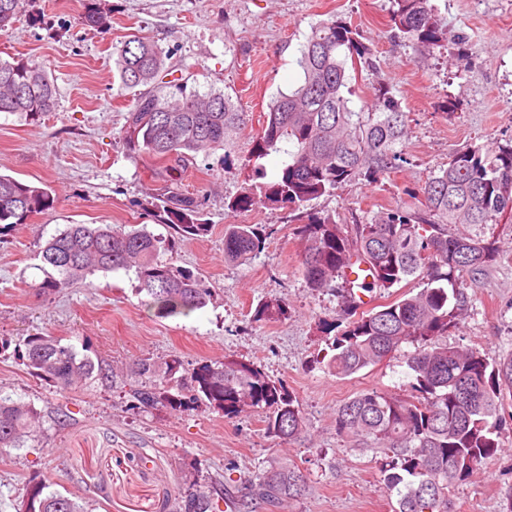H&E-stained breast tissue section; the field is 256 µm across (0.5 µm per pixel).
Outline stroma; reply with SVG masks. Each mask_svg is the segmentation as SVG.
<instances>
[{
	"mask_svg": "<svg viewBox=\"0 0 512 512\" xmlns=\"http://www.w3.org/2000/svg\"><path fill=\"white\" fill-rule=\"evenodd\" d=\"M107 29L80 24L83 0H25L19 21L0 35V57L37 63L58 89L55 111L24 118L0 113V173L51 186L54 209L33 216L0 241V390L41 410L46 436L36 448L0 453V512H20L29 479L82 499L89 512H163L177 485L214 479L242 497L256 474L294 462L306 490L275 510L248 512H392L382 456L336 431L337 407L366 388L404 393L409 369L397 357L345 379L322 359L345 326L337 293L309 290L299 269L303 249L291 210L229 212L225 203L252 184L246 164L252 140L278 92L296 87L300 48L319 22L356 27L371 50L352 70L353 110L390 88L406 114L404 161L369 182L359 178L309 202L311 212L361 223L390 210L420 208L419 187L469 146L512 138V0H433L459 49L418 50L397 38L392 0H96ZM157 41L166 67L200 89L223 91L247 123L230 151L198 154L169 173L163 161L127 154L121 142L133 97L122 90L112 52L131 34ZM176 181L202 202L206 235L179 242L180 265L204 278L213 297L187 316L157 317L133 274L93 276L92 287L66 288L37 300L31 282L44 277L41 246L68 224H144L171 236L155 198ZM264 224L265 249L244 263L224 258V227ZM496 263L470 282L469 304L448 332L452 346H478L488 360L512 355V220L500 224ZM284 299L287 317L256 320L257 306ZM48 333L104 360L114 371L138 359H180L184 368L231 357L284 383L305 417L301 438L284 442L265 431L266 412L224 415L206 408L174 413L133 405L123 383L96 380L60 394L31 376L18 358L27 337ZM67 420L54 422L57 410ZM503 450L450 493L452 512H502L512 500V420Z\"/></svg>",
	"mask_w": 512,
	"mask_h": 512,
	"instance_id": "obj_1",
	"label": "stroma"
}]
</instances>
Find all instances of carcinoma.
Here are the masks:
<instances>
[{
  "mask_svg": "<svg viewBox=\"0 0 512 512\" xmlns=\"http://www.w3.org/2000/svg\"><path fill=\"white\" fill-rule=\"evenodd\" d=\"M23 0H0V34L20 16ZM106 15L87 5L80 24L100 28ZM396 36L413 47L449 50L461 43L444 27L431 0H393ZM359 31L342 20L318 23L300 50L301 83L274 98L265 125L252 140L249 160L271 151L287 155L278 176L252 184L225 202L230 212L253 207L298 211L306 203L360 177L375 182L404 161L399 150L406 115L384 88L367 112H355L344 89L348 65L365 59ZM122 86L133 104L122 131L130 154H147L184 168L200 153L223 149L244 126V114L220 90L201 91L179 78L168 79L165 51L134 37L115 49ZM54 80L36 63L0 58V113L34 117L56 107ZM424 208L395 210L347 227L328 214L307 213L298 235L305 244L300 260L307 288L320 291L343 280L348 316L331 343L324 369L350 377L386 359L402 356L411 381L407 396L364 390L336 408V432L385 457L381 473L393 512H449L450 489L468 480L482 463L502 451L501 435L512 401V355L493 363L480 348L450 347L443 341L459 324L467 285L499 256L496 230L512 217V140L492 149L470 146L448 158L420 187ZM46 185L0 174V238L28 219L54 207ZM164 223L179 239L206 234L198 198L172 185L158 198ZM270 230L264 224H227L224 258L246 261L262 252ZM176 240L154 235L145 225L68 224L40 248L44 278L33 285L47 300L64 288L88 284L98 272H133L138 292L162 317L187 316L207 305L212 289L202 277L174 264ZM420 278L425 287L357 313L362 295L388 291ZM287 314L286 304L267 301L257 320ZM414 350L408 351L406 347ZM23 363L29 373L62 394L105 376L101 365L71 344L47 334L29 337ZM134 399L145 408L172 411L204 405L226 415L265 408L266 431L294 441L305 429L298 402L284 384L256 366L235 359L204 362L192 370L179 359H140L126 366ZM41 412L20 398L0 393V451L19 449L42 436ZM305 490V475L282 461L250 483L251 498L281 504ZM24 512H88L75 496L50 489L34 478L21 488ZM235 498L224 485L193 480L167 501L169 512H221L219 501Z\"/></svg>",
  "mask_w": 512,
  "mask_h": 512,
  "instance_id": "cac0c4a2",
  "label": "carcinoma"
}]
</instances>
